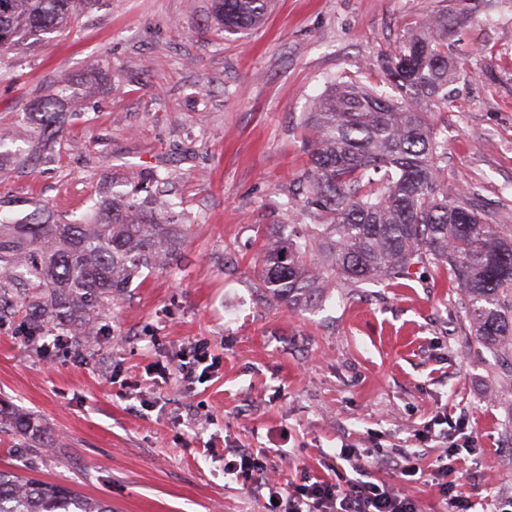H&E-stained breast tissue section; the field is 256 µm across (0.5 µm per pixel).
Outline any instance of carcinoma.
Segmentation results:
<instances>
[{
	"instance_id": "obj_1",
	"label": "carcinoma",
	"mask_w": 512,
	"mask_h": 512,
	"mask_svg": "<svg viewBox=\"0 0 512 512\" xmlns=\"http://www.w3.org/2000/svg\"><path fill=\"white\" fill-rule=\"evenodd\" d=\"M96 0H0V51L65 31ZM227 32L263 21L267 0H213ZM465 57L448 15L431 16L407 33L381 69L390 95L347 79L329 83L303 115L309 166L304 206L319 223L296 230L295 209L262 257V283L292 311L324 300L332 280L374 283L410 277L423 261L447 265L466 297L476 335L495 351L512 350V233L488 224L463 201L448 200L436 161L446 138L431 123L432 108L448 105V81ZM43 129L62 113L39 104ZM144 197L119 193L79 222L41 211L24 223L0 220V298L25 312L27 332L49 324L86 339L112 297L145 270L169 262L186 225L174 222L177 203L143 187ZM7 421L42 443L33 417ZM0 512H112L102 499L70 487L0 470Z\"/></svg>"
}]
</instances>
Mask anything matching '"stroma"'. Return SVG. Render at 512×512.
<instances>
[{
  "label": "stroma",
  "instance_id": "stroma-1",
  "mask_svg": "<svg viewBox=\"0 0 512 512\" xmlns=\"http://www.w3.org/2000/svg\"><path fill=\"white\" fill-rule=\"evenodd\" d=\"M439 12L468 50L435 116L441 180L505 229L512 0H271L263 24L237 34L212 0H102L70 30L0 55V214L69 221L155 171L188 226L178 260L115 297L90 344L54 325L37 352L22 311L0 307V410L31 414L50 439L29 447L1 422L0 469L113 512H265L210 446L267 451L282 485L335 479L347 447L421 512H445L443 460L475 512L512 499V360L475 336L447 270L331 287L302 311L262 284L282 205L305 198L310 97L344 75L388 91L381 60ZM47 99L68 119L44 133ZM196 341L217 367L189 387L178 358ZM440 411L468 419L472 447L418 440Z\"/></svg>",
  "mask_w": 512,
  "mask_h": 512
}]
</instances>
